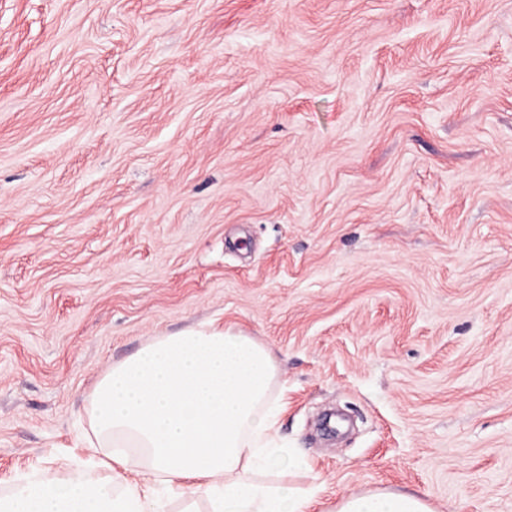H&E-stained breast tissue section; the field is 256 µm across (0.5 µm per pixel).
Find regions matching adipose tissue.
Segmentation results:
<instances>
[{"label": "adipose tissue", "instance_id": "obj_1", "mask_svg": "<svg viewBox=\"0 0 512 512\" xmlns=\"http://www.w3.org/2000/svg\"><path fill=\"white\" fill-rule=\"evenodd\" d=\"M271 351L247 336L201 329L155 338L112 365L92 394L103 457L78 474L26 480L0 512H163L167 485L205 512H311L313 498L263 478L288 449L276 446ZM336 512H434L413 493L349 494Z\"/></svg>", "mask_w": 512, "mask_h": 512}]
</instances>
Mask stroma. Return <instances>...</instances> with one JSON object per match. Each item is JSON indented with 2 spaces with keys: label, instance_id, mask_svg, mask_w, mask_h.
I'll use <instances>...</instances> for the list:
<instances>
[{
  "label": "stroma",
  "instance_id": "35a3bbf8",
  "mask_svg": "<svg viewBox=\"0 0 512 512\" xmlns=\"http://www.w3.org/2000/svg\"><path fill=\"white\" fill-rule=\"evenodd\" d=\"M209 324L317 512H512V0H0V497ZM336 512H435L428 501L413 493L378 490L351 493L341 500Z\"/></svg>",
  "mask_w": 512,
  "mask_h": 512
}]
</instances>
